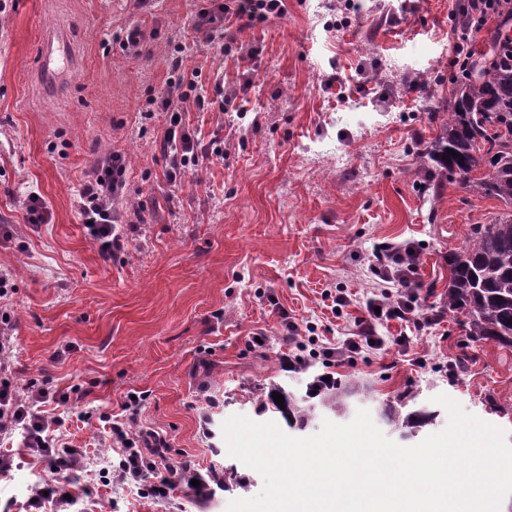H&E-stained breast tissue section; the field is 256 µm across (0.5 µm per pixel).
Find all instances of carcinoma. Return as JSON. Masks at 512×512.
<instances>
[{
	"instance_id": "carcinoma-1",
	"label": "carcinoma",
	"mask_w": 512,
	"mask_h": 512,
	"mask_svg": "<svg viewBox=\"0 0 512 512\" xmlns=\"http://www.w3.org/2000/svg\"><path fill=\"white\" fill-rule=\"evenodd\" d=\"M496 17V27L487 31L466 70L448 76L452 90L446 107L428 101L440 123L423 159L434 191L447 180L458 181L512 208V0L498 5ZM451 149L456 155L449 154ZM448 272V312L465 317L472 340L512 350V213L495 224L471 225L465 245L448 253ZM274 392L284 396V407L274 402ZM356 395L364 392L349 377L326 382L312 374L300 397L276 383L266 386L256 413L278 414L289 427L302 430L315 408L340 416ZM384 416L409 437L431 424L437 411L418 405V394L406 391Z\"/></svg>"
}]
</instances>
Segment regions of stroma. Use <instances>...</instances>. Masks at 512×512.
Returning <instances> with one entry per match:
<instances>
[{
  "mask_svg": "<svg viewBox=\"0 0 512 512\" xmlns=\"http://www.w3.org/2000/svg\"><path fill=\"white\" fill-rule=\"evenodd\" d=\"M203 5L0 0V268L11 273L0 305L11 315V369L22 384L85 389L56 435L90 460L69 501L37 508L43 462L18 437H0L13 458L0 474V512H226L258 495L263 479L229 456L224 423L256 418L252 397L268 384L304 392L284 317L318 348L353 335L385 242L419 245V302L440 319L424 331L389 321L383 346L339 366L368 389L352 410L376 420L405 390L423 404L443 393L512 443V351L471 341L443 306L449 251L507 209L455 181L434 194L416 163L438 132L427 96L447 99L458 46L481 43L454 30L459 0H286L282 17L238 32L228 54L195 30ZM132 24L152 34L137 54L112 39ZM51 31L70 42L69 73L40 84L38 48ZM178 46L203 95L246 94L240 113L182 104L185 129L224 154L172 184L159 148L169 115L151 101ZM107 152L127 164L118 205L127 247L108 262L77 209L82 176ZM32 190L48 206L45 223L27 220ZM340 291L350 303L339 310ZM256 333L264 349L253 348ZM132 392L146 393L139 423L166 438L174 467L231 468L246 487L198 495L181 483L157 501L107 483L99 471L113 451L98 416L120 414Z\"/></svg>",
  "mask_w": 512,
  "mask_h": 512,
  "instance_id": "obj_1",
  "label": "stroma"
}]
</instances>
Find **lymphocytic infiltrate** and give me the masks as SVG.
Instances as JSON below:
<instances>
[{"label":"lymphocytic infiltrate","instance_id":"obj_1","mask_svg":"<svg viewBox=\"0 0 512 512\" xmlns=\"http://www.w3.org/2000/svg\"><path fill=\"white\" fill-rule=\"evenodd\" d=\"M284 0H220L210 8H201L194 26L197 30L218 34L223 51H230L239 29L256 25L272 17L283 16ZM161 150L168 160L169 181L198 167L208 156L207 149L178 121H171L161 142ZM126 187V162L119 153L98 160L86 173L78 189V214L88 235L99 246L104 260H111L124 248L125 238L118 229V214L113 201L123 196ZM419 251L410 242L386 243L376 249L371 272L376 277L379 296L368 299L366 314L358 321L357 335L344 340L341 346L326 347L321 351L328 366L342 364L348 354L370 344H382L377 328L383 322L398 319L417 320L419 325L436 322L435 314L418 313L419 282L415 272ZM9 321L0 315V435L21 432L24 448L41 459L57 473L73 475L86 469L87 456L80 450L50 437L52 426L62 425L61 417L46 416L45 404H67L69 394L61 393L36 381L18 385L7 374L4 355L10 353L12 343L7 335ZM140 399H126L122 418L105 417L108 436L118 450V460L112 465L110 476L119 484L138 483L145 496L166 499L173 484V470L169 448L158 432L140 427L138 414Z\"/></svg>","mask_w":512,"mask_h":512}]
</instances>
